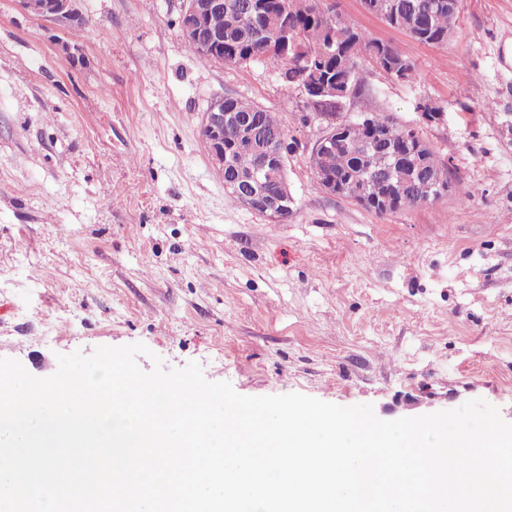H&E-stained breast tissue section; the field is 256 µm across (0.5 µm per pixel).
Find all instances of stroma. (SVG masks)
Wrapping results in <instances>:
<instances>
[{"instance_id": "obj_1", "label": "stroma", "mask_w": 512, "mask_h": 512, "mask_svg": "<svg viewBox=\"0 0 512 512\" xmlns=\"http://www.w3.org/2000/svg\"><path fill=\"white\" fill-rule=\"evenodd\" d=\"M327 3L416 67L361 63L340 119L417 127L458 194L378 215L315 190L325 124L302 122L303 89L192 54L181 0H80L77 32L0 0V358L44 378L58 355L141 343L142 370L195 361L244 396L386 421L481 399L512 423V0H462L439 45ZM224 97L285 129L288 221L230 204L199 134Z\"/></svg>"}]
</instances>
